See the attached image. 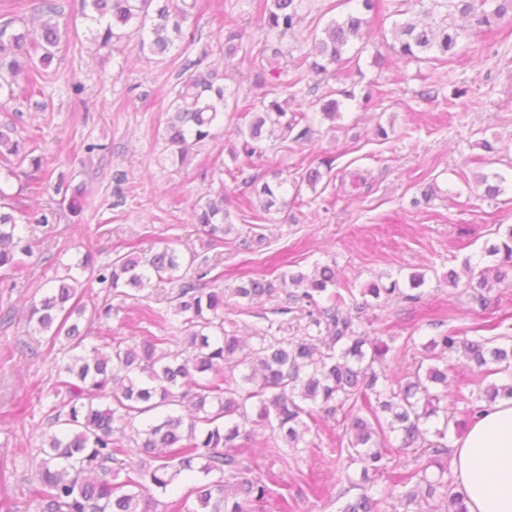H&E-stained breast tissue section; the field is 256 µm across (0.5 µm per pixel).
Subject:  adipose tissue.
<instances>
[{"label": "adipose tissue", "instance_id": "1", "mask_svg": "<svg viewBox=\"0 0 512 512\" xmlns=\"http://www.w3.org/2000/svg\"><path fill=\"white\" fill-rule=\"evenodd\" d=\"M454 472L467 512H512V398L470 422L455 443Z\"/></svg>", "mask_w": 512, "mask_h": 512}]
</instances>
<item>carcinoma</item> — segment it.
<instances>
[{"mask_svg": "<svg viewBox=\"0 0 512 512\" xmlns=\"http://www.w3.org/2000/svg\"><path fill=\"white\" fill-rule=\"evenodd\" d=\"M351 1L354 9L330 18L321 34L309 35L311 43L284 64L282 40L312 12V0H259L263 38L257 40L224 20V42L203 46L195 59L185 58L181 70L187 77L169 91L163 137L172 163L189 164L203 142L217 137L232 102L239 112L230 150L237 165L227 174L252 187L258 202H249L251 217L264 220L272 208L287 205L290 186L297 196L303 184L316 190L323 179L318 168L291 182L280 172L270 182L261 181L249 170L254 158L284 142L310 139L316 122L335 124L343 107L336 95L354 98L351 91L336 92L329 81L352 63L347 52L378 17L381 0H346ZM429 2V22L408 17L394 24L389 48L408 62L443 65L462 57L458 16L488 33L512 21V0ZM196 7L197 0H80L79 13L84 36L97 50L112 53L130 28L142 48L165 58L176 43L195 41L185 25ZM38 13V27L18 17L0 25V106L25 94L55 58L60 43L56 17L62 7L58 0H39ZM216 50L248 62L252 85L260 91L257 100L239 104L224 74L204 65ZM305 90L321 91L318 111L308 112L297 101ZM13 131L0 126V170L9 178L26 166L36 189L47 187L50 176L42 170V159L13 138ZM504 182L497 173L476 176L491 198L503 193ZM53 190L68 210L79 208L82 187L71 191L60 181ZM6 198L0 188V268H14L19 256L31 252L23 224H52L55 213L29 217ZM229 218L222 188L201 197L193 210L194 223L203 227L210 247L224 245V237L233 232ZM194 262L195 256L186 260L167 245L149 256L119 254L106 271L86 257L32 299L27 310L32 330L49 335L52 343L59 336L68 342L56 380L67 401L52 408L49 429L39 434L32 499L23 507L6 501L0 504L5 512H267L273 497L288 512V493L261 473L254 454L244 457L255 429L271 428L272 452L280 442L296 448L311 431L308 421L339 411L344 412V433L338 455H346V467L357 466L336 495L343 500L339 512H382L393 501L413 507L411 512H467L464 494L448 470V437L460 435L467 421L498 397H512V336L443 332L423 344L422 360L380 386L377 369L386 365L391 346L357 330L348 312L354 289L336 287L331 265L317 264L310 272L288 270L274 280L249 278L232 289L242 310L278 288L289 289V299L309 307V325L316 334L261 336L259 345L251 346L239 336L236 323L224 318V289L204 282L217 265L195 268ZM471 262L478 272L468 283L470 296L483 307L486 293L512 271V225L481 258L466 259ZM85 274L90 281L109 283L112 296L123 301H139L153 281L166 280L177 287L176 304L170 314L144 311L137 341L102 336L88 349L91 328L83 325L85 315L108 318L112 304H88L79 291ZM387 278V286L372 282L361 290L362 306L371 305L372 298L420 302L421 294L407 293L399 280ZM172 315L181 325L177 351L171 350L173 339L152 331ZM453 354L473 368L463 419L448 410V366L422 368L425 360ZM101 399L109 404H99ZM382 477L385 486L380 487ZM186 480L192 484L185 494L168 496ZM352 489L360 493L351 497Z\"/></svg>", "mask_w": 512, "mask_h": 512, "instance_id": "1", "label": "carcinoma"}]
</instances>
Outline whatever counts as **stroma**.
Here are the masks:
<instances>
[{"label": "stroma", "instance_id": "1", "mask_svg": "<svg viewBox=\"0 0 512 512\" xmlns=\"http://www.w3.org/2000/svg\"><path fill=\"white\" fill-rule=\"evenodd\" d=\"M63 34L51 67L39 78L41 92L0 107V125L14 127L17 139L37 136L35 153L52 176L81 185V211H63L52 224H30L31 253L24 268L0 269V500L30 499L39 434L58 404L57 367L63 342L32 334L23 317L26 301L63 265L91 255L95 267L111 264L116 252L149 254L170 245L197 259L219 257L222 288L245 276L275 278L285 270L331 264L339 283L366 287L380 276L421 272L419 303L393 302L354 311L360 331L390 339L394 350L387 376L414 365L422 345L448 330L462 336H512V280L494 289L480 308L466 292L470 274L465 257L497 242L499 225L512 224V23L493 34L470 32L466 56L445 65L406 63L389 55L391 28L399 15L388 10L372 23L350 51L348 77L339 90L354 91L335 127L319 125L306 142L256 158L253 173L277 169L288 175L332 159V171L316 189H302L301 202L289 203L261 224L244 221L237 208L250 190L226 178L235 141V112L224 114L217 139L198 149L192 164L173 165L163 139L168 91L177 80L179 61L157 62L142 51L137 37L123 39L113 53L90 50L83 34L78 0H60ZM231 18L260 36L254 0H197L191 26L197 39L213 44L219 26ZM382 65H374L375 54ZM82 85L74 95L73 85ZM389 96L365 108L367 93ZM387 138H379L376 126ZM492 151H485L483 142ZM90 143L102 151L86 155ZM505 177L504 192L484 197L475 184L479 173ZM124 174L116 182V174ZM437 194L421 196L428 187ZM223 189L235 233L222 252L206 248L191 206L208 192ZM262 245H255L256 235ZM459 275L450 285L449 270ZM240 335L277 338L302 336L307 313L285 291L247 311H226ZM317 432L300 448H280L261 458L291 488V512H337L339 468L332 464L341 418L320 416Z\"/></svg>", "mask_w": 512, "mask_h": 512}]
</instances>
